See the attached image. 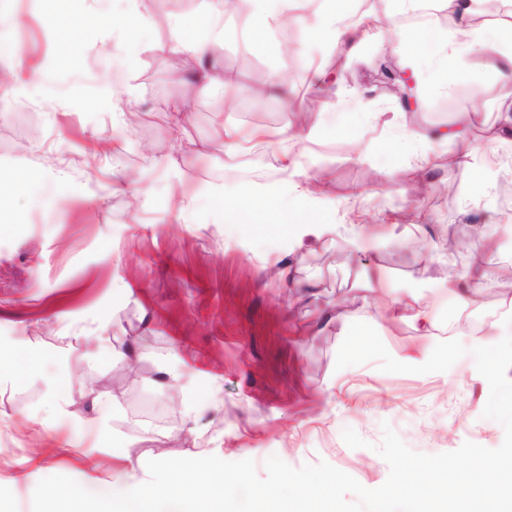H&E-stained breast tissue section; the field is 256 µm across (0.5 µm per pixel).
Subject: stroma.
Instances as JSON below:
<instances>
[{
	"label": "stroma",
	"mask_w": 512,
	"mask_h": 512,
	"mask_svg": "<svg viewBox=\"0 0 512 512\" xmlns=\"http://www.w3.org/2000/svg\"><path fill=\"white\" fill-rule=\"evenodd\" d=\"M208 9L140 0L135 40L87 30L63 62L51 0H0V178L33 177L0 213V358L23 350L36 364L0 380V512H47L62 485L96 502L125 481L128 460L260 465L276 455L296 468L327 462L375 489L389 474L377 451L386 424L425 454L503 442L502 426L482 416L490 388L472 356L429 374L336 366L355 322L385 320L380 338L397 360L420 358L452 330L468 348L507 333L512 280L488 284L467 315L447 288L480 261L512 268V148L494 140L503 107L478 44L457 52L450 88L424 72L408 112L380 87L375 47L387 39V57L405 68L407 34L441 29L437 19L392 0L355 54L302 26L260 54L239 40L231 10L210 65L239 68V79L205 92L194 73L170 78L156 16L198 26ZM293 64L305 78L289 98L251 97L253 79L272 84ZM349 92L357 101L341 104ZM188 98L192 117L175 129L168 107ZM290 105L310 115L293 173L275 143L227 146L225 128L277 130ZM463 114L482 130L459 129ZM413 129L429 136L427 163L407 141ZM299 184L317 223H225L222 196L248 186L290 198ZM352 222L360 237L344 232ZM375 265L381 284L357 288L355 271ZM408 294L427 304L431 335L393 306ZM164 368L176 383L160 381ZM103 382L117 402L89 397ZM81 391L74 416L56 414L55 401ZM346 428L365 447H349ZM32 456L42 469L28 466Z\"/></svg>",
	"instance_id": "obj_1"
}]
</instances>
